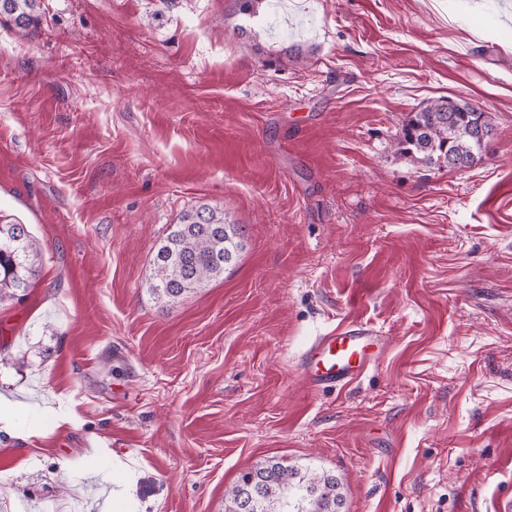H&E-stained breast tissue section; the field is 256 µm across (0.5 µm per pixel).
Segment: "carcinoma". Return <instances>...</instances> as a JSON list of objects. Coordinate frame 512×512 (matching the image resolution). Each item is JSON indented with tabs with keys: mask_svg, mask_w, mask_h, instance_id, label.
Segmentation results:
<instances>
[{
	"mask_svg": "<svg viewBox=\"0 0 512 512\" xmlns=\"http://www.w3.org/2000/svg\"><path fill=\"white\" fill-rule=\"evenodd\" d=\"M237 12L254 18L266 0H235ZM41 22L38 0H0V25L22 35ZM493 128L483 112L462 99L440 98L420 104L401 128L400 152L429 166L448 158L469 168L481 159L478 128ZM243 248L241 228L224 211L200 204L183 213L154 258L149 290L176 299L224 273ZM39 243L26 225L0 216V302L20 299L38 275ZM254 496L258 512H342L339 478L330 472L309 475L281 460H268L245 472L228 492L226 512H244Z\"/></svg>",
	"mask_w": 512,
	"mask_h": 512,
	"instance_id": "carcinoma-1",
	"label": "carcinoma"
}]
</instances>
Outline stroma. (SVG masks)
Wrapping results in <instances>:
<instances>
[{
  "mask_svg": "<svg viewBox=\"0 0 512 512\" xmlns=\"http://www.w3.org/2000/svg\"><path fill=\"white\" fill-rule=\"evenodd\" d=\"M39 4L0 26V215L42 249L0 303V512H224L274 459L336 473L344 512L512 498V0ZM443 97L491 119L473 167L396 146ZM203 203L243 248L157 299ZM349 323L372 365L310 388L301 353Z\"/></svg>",
  "mask_w": 512,
  "mask_h": 512,
  "instance_id": "stroma-1",
  "label": "stroma"
}]
</instances>
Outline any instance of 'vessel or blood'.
Returning a JSON list of instances; mask_svg holds the SVG:
<instances>
[{"label":"vessel or blood","instance_id":"b4317fda","mask_svg":"<svg viewBox=\"0 0 512 512\" xmlns=\"http://www.w3.org/2000/svg\"><path fill=\"white\" fill-rule=\"evenodd\" d=\"M373 329L349 324L315 337L302 355L301 375L317 390H336L362 375L374 358Z\"/></svg>","mask_w":512,"mask_h":512}]
</instances>
